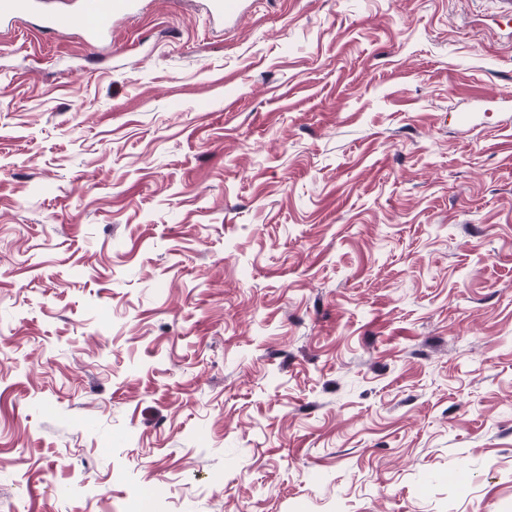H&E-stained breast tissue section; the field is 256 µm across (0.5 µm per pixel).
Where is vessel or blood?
<instances>
[{
	"label": "vessel or blood",
	"instance_id": "1",
	"mask_svg": "<svg viewBox=\"0 0 512 512\" xmlns=\"http://www.w3.org/2000/svg\"><path fill=\"white\" fill-rule=\"evenodd\" d=\"M141 0H77L72 11L42 13L41 0H0V28L33 14H42L45 29L55 33L79 30L86 45L97 49L112 40V26L120 18L138 13Z\"/></svg>",
	"mask_w": 512,
	"mask_h": 512
}]
</instances>
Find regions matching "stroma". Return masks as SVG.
Here are the masks:
<instances>
[{"mask_svg":"<svg viewBox=\"0 0 512 512\" xmlns=\"http://www.w3.org/2000/svg\"><path fill=\"white\" fill-rule=\"evenodd\" d=\"M243 8L0 42V512H512L495 0Z\"/></svg>","mask_w":512,"mask_h":512,"instance_id":"35a3bbf8","label":"stroma"}]
</instances>
